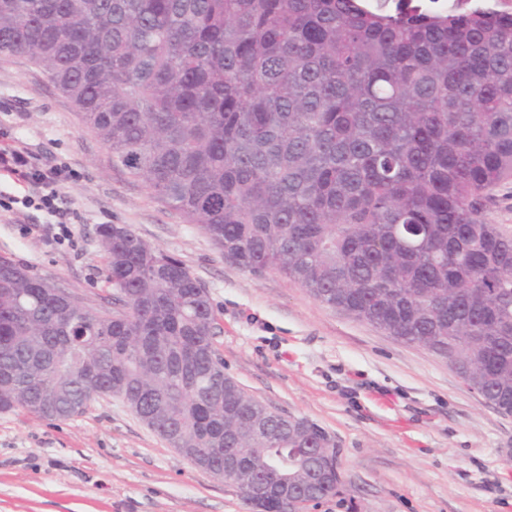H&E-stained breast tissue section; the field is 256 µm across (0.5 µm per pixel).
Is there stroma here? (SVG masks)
<instances>
[{
	"mask_svg": "<svg viewBox=\"0 0 512 512\" xmlns=\"http://www.w3.org/2000/svg\"><path fill=\"white\" fill-rule=\"evenodd\" d=\"M68 166L67 236L44 212L0 214V256L91 305L109 293L98 235L129 227L180 260L220 320L225 375L272 410L335 441L343 499L315 512H512V415L466 387L433 352L323 306L275 271L224 259L197 226L114 168L70 100L24 57L0 56V147ZM0 512H251L121 401L80 416L0 412Z\"/></svg>",
	"mask_w": 512,
	"mask_h": 512,
	"instance_id": "35a3bbf8",
	"label": "stroma"
}]
</instances>
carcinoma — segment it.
<instances>
[{
    "label": "carcinoma",
    "mask_w": 512,
    "mask_h": 512,
    "mask_svg": "<svg viewBox=\"0 0 512 512\" xmlns=\"http://www.w3.org/2000/svg\"><path fill=\"white\" fill-rule=\"evenodd\" d=\"M0 55L43 69L112 166L224 259L448 362L512 414V16L367 0H0ZM125 301L77 309L0 257V412L58 421L121 399L202 472L286 464L343 495L336 447L224 375L207 290L130 228L103 224ZM486 222L500 224L512 233V183L502 186L495 192V200L488 205Z\"/></svg>",
    "instance_id": "1"
}]
</instances>
